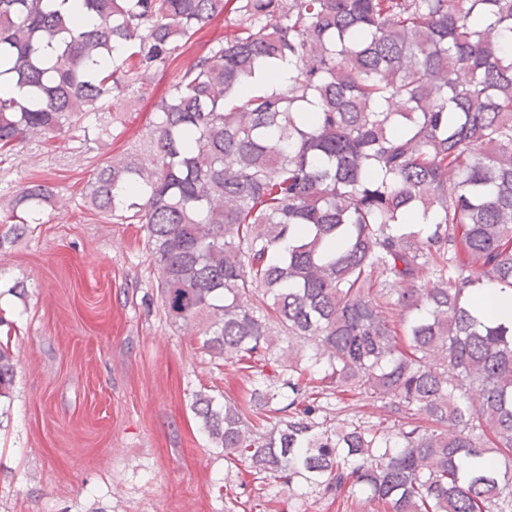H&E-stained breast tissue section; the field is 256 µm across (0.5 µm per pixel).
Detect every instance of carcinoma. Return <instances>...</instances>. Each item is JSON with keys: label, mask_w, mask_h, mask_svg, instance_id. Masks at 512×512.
<instances>
[{"label": "carcinoma", "mask_w": 512, "mask_h": 512, "mask_svg": "<svg viewBox=\"0 0 512 512\" xmlns=\"http://www.w3.org/2000/svg\"><path fill=\"white\" fill-rule=\"evenodd\" d=\"M0 0V151L144 96L218 16L139 144L86 188L140 224L167 319L261 377L191 410L262 483L355 493L384 512H512V325L474 308L512 291V0ZM288 60V85L249 90ZM10 201L0 251L51 203ZM434 216L426 232L405 229ZM312 349L306 376L278 339ZM15 356L0 343V397ZM365 400L375 422L317 421ZM503 458L495 461L491 454Z\"/></svg>", "instance_id": "cac0c4a2"}]
</instances>
